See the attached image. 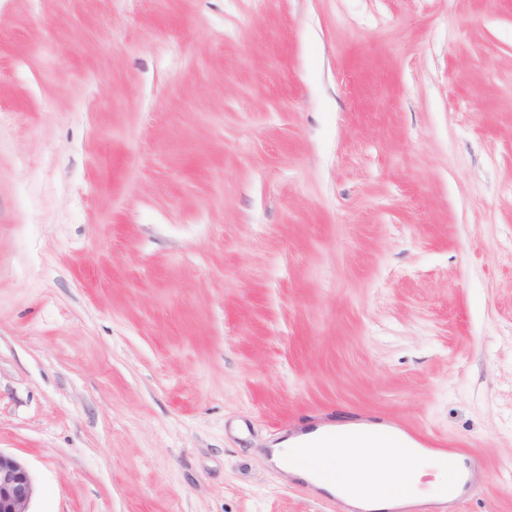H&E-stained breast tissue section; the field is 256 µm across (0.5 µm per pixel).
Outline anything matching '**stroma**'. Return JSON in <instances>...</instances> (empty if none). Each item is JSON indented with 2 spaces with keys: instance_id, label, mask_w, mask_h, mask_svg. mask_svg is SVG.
Returning <instances> with one entry per match:
<instances>
[{
  "instance_id": "obj_1",
  "label": "stroma",
  "mask_w": 512,
  "mask_h": 512,
  "mask_svg": "<svg viewBox=\"0 0 512 512\" xmlns=\"http://www.w3.org/2000/svg\"><path fill=\"white\" fill-rule=\"evenodd\" d=\"M347 422L512 512V0H0L32 512H339L270 458Z\"/></svg>"
}]
</instances>
